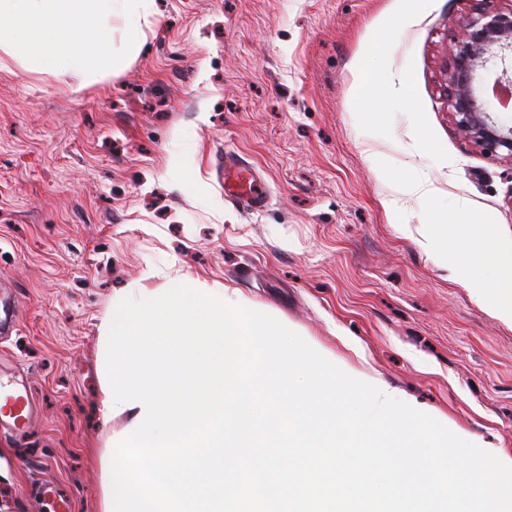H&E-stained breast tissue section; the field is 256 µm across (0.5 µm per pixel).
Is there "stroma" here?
<instances>
[{
	"label": "stroma",
	"instance_id": "1",
	"mask_svg": "<svg viewBox=\"0 0 512 512\" xmlns=\"http://www.w3.org/2000/svg\"><path fill=\"white\" fill-rule=\"evenodd\" d=\"M475 0H154L135 57L81 92L0 51V380L23 382L27 433L0 435V512H96V456L125 416L97 413V323L116 290L181 270L238 290L330 358L433 409L459 437L512 456V326L456 282L460 244L431 245L430 210L466 203L512 269V159L458 132L448 42ZM373 92L372 110L358 106ZM392 160L379 172L370 158ZM269 203L224 197V158ZM175 156L194 158L183 189ZM433 182L439 196L413 195ZM397 202L387 213L385 200Z\"/></svg>",
	"mask_w": 512,
	"mask_h": 512
}]
</instances>
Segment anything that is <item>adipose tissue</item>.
Wrapping results in <instances>:
<instances>
[{
  "label": "adipose tissue",
  "instance_id": "obj_1",
  "mask_svg": "<svg viewBox=\"0 0 512 512\" xmlns=\"http://www.w3.org/2000/svg\"><path fill=\"white\" fill-rule=\"evenodd\" d=\"M154 0H0V47L60 82L96 75L114 61V15L148 23ZM458 278L502 320L512 322V275L488 282L461 256Z\"/></svg>",
  "mask_w": 512,
  "mask_h": 512
}]
</instances>
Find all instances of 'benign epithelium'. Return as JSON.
Wrapping results in <instances>:
<instances>
[{
    "label": "benign epithelium",
    "mask_w": 512,
    "mask_h": 512,
    "mask_svg": "<svg viewBox=\"0 0 512 512\" xmlns=\"http://www.w3.org/2000/svg\"><path fill=\"white\" fill-rule=\"evenodd\" d=\"M450 67L445 83L448 108L459 133L484 152H507L512 158V124L484 108L476 88L481 72L495 75L493 96L507 107L512 92V74L506 59L512 55V8H476L454 35L450 46Z\"/></svg>",
    "instance_id": "1"
}]
</instances>
